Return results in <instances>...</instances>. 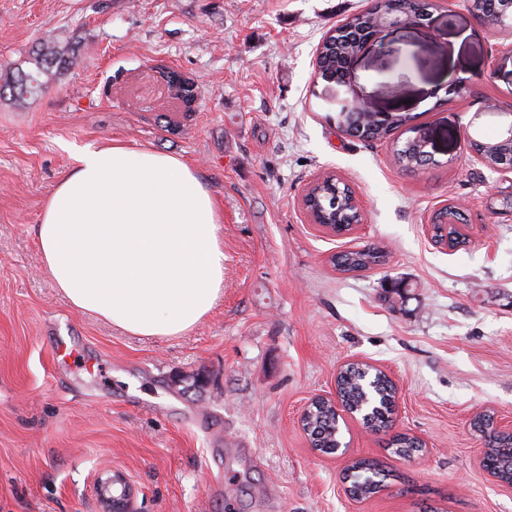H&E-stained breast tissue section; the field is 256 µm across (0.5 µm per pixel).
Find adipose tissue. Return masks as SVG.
<instances>
[{"instance_id":"obj_1","label":"adipose tissue","mask_w":512,"mask_h":512,"mask_svg":"<svg viewBox=\"0 0 512 512\" xmlns=\"http://www.w3.org/2000/svg\"><path fill=\"white\" fill-rule=\"evenodd\" d=\"M222 220L197 170L115 142L77 153L35 235L73 307L135 335L178 336L224 293Z\"/></svg>"}]
</instances>
